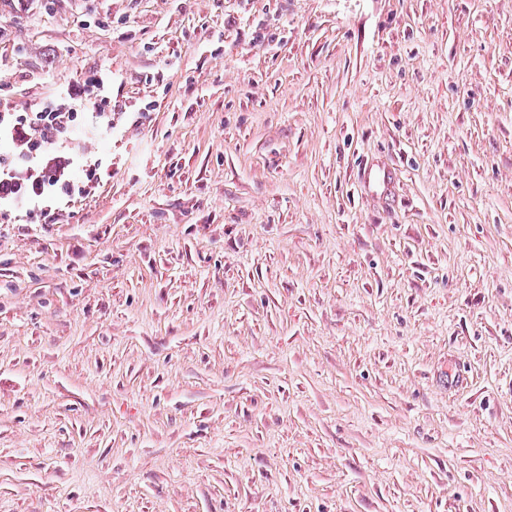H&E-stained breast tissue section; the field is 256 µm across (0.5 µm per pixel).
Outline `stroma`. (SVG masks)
<instances>
[{"label":"stroma","mask_w":512,"mask_h":512,"mask_svg":"<svg viewBox=\"0 0 512 512\" xmlns=\"http://www.w3.org/2000/svg\"><path fill=\"white\" fill-rule=\"evenodd\" d=\"M65 100L0 512H512V0H0V110Z\"/></svg>","instance_id":"obj_1"}]
</instances>
